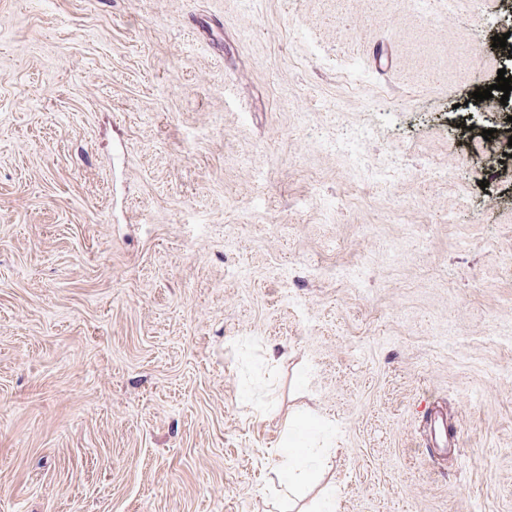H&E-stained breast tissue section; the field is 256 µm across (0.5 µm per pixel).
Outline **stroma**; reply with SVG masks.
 I'll return each instance as SVG.
<instances>
[{
  "label": "stroma",
  "mask_w": 512,
  "mask_h": 512,
  "mask_svg": "<svg viewBox=\"0 0 512 512\" xmlns=\"http://www.w3.org/2000/svg\"><path fill=\"white\" fill-rule=\"evenodd\" d=\"M508 27L0 0V512H512V165L448 123ZM428 416V442L431 453H439L447 456L448 454H454L460 448V442L458 440L457 432L454 430H448V419L436 406L431 405L429 407Z\"/></svg>",
  "instance_id": "obj_1"
}]
</instances>
